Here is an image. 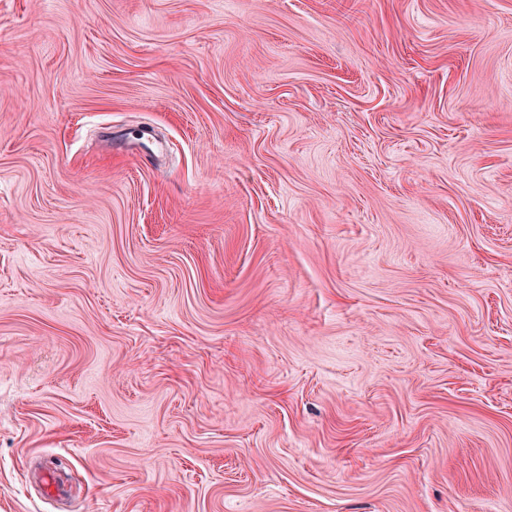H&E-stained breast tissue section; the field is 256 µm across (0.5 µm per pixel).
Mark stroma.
Instances as JSON below:
<instances>
[{
	"mask_svg": "<svg viewBox=\"0 0 512 512\" xmlns=\"http://www.w3.org/2000/svg\"><path fill=\"white\" fill-rule=\"evenodd\" d=\"M0 512H512V0H0Z\"/></svg>",
	"mask_w": 512,
	"mask_h": 512,
	"instance_id": "1",
	"label": "stroma"
}]
</instances>
